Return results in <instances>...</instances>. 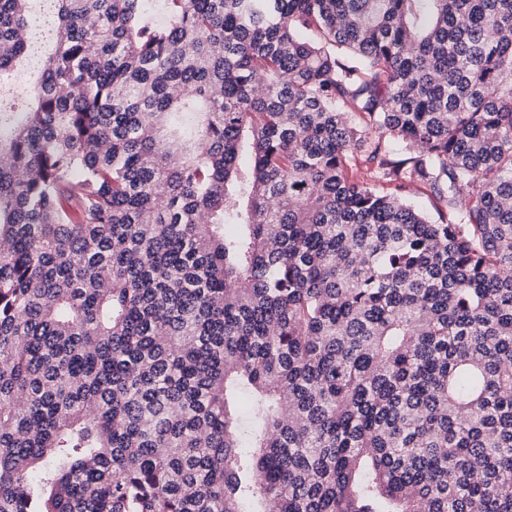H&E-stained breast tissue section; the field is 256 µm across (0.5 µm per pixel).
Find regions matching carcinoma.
<instances>
[{
	"label": "carcinoma",
	"mask_w": 512,
	"mask_h": 512,
	"mask_svg": "<svg viewBox=\"0 0 512 512\" xmlns=\"http://www.w3.org/2000/svg\"><path fill=\"white\" fill-rule=\"evenodd\" d=\"M49 2L0 512H512V0Z\"/></svg>",
	"instance_id": "obj_1"
}]
</instances>
